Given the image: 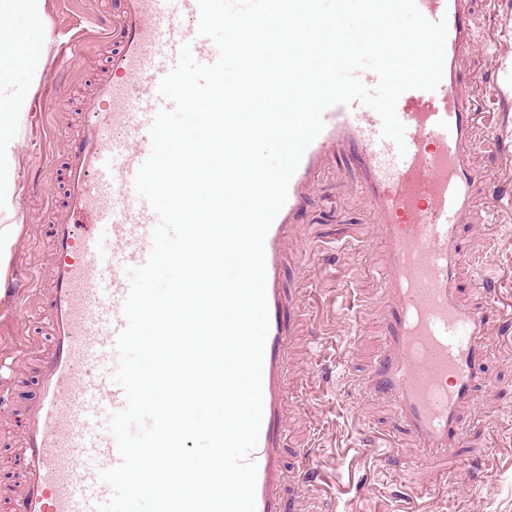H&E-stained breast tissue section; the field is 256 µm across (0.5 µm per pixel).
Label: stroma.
<instances>
[{
    "label": "stroma",
    "mask_w": 512,
    "mask_h": 512,
    "mask_svg": "<svg viewBox=\"0 0 512 512\" xmlns=\"http://www.w3.org/2000/svg\"><path fill=\"white\" fill-rule=\"evenodd\" d=\"M112 0H40V20L24 11L13 16L20 44L44 50L37 84L16 70L14 87L40 96L28 106L14 154L13 212L0 211V225L16 227V242L0 272L17 270L34 287L17 307L0 302V376L13 377L15 413H0V512H9L18 490L22 458L19 415L35 397V381L21 363L45 348L47 312L41 297L49 286L47 226L61 207L62 164L72 129V111L106 112L89 83L112 52L98 20ZM475 39L459 75L467 106L477 114L476 140L495 134L500 151L476 149L473 221L462 225L466 252L481 266L463 267L457 290L461 303L480 305V276L496 289L495 309L512 306V0H466ZM70 41L74 63L56 67L57 41ZM500 86V99L489 96ZM349 159L331 154L310 194L307 219L286 232L281 280L304 296L312 313L298 322L287 356V424L282 456L294 471L309 456L326 478L307 487L286 482V512H512V342L493 346L488 382L469 412L471 429L451 455H425L409 438L385 445L380 434L392 428L393 414L364 386L367 370L382 348L386 297L380 291L381 243L376 216L353 188ZM318 247L315 262L300 264L303 246Z\"/></svg>",
    "instance_id": "obj_1"
}]
</instances>
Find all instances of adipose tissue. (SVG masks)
Masks as SVG:
<instances>
[{
    "label": "adipose tissue",
    "instance_id": "ef3b65f1",
    "mask_svg": "<svg viewBox=\"0 0 512 512\" xmlns=\"http://www.w3.org/2000/svg\"><path fill=\"white\" fill-rule=\"evenodd\" d=\"M17 6L33 14L37 11V0H0V49L9 52L8 57L0 58V210L5 211L14 207L6 174L13 167L16 132L25 119L28 104L24 94L12 92V72L18 67L26 69L33 82L37 81L39 73L31 54L15 48L11 11Z\"/></svg>",
    "mask_w": 512,
    "mask_h": 512
}]
</instances>
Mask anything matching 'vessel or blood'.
I'll list each match as a JSON object with an SVG mask.
<instances>
[{
  "mask_svg": "<svg viewBox=\"0 0 512 512\" xmlns=\"http://www.w3.org/2000/svg\"><path fill=\"white\" fill-rule=\"evenodd\" d=\"M463 3L416 0L427 20L446 21L447 37L437 88L405 91L396 103L405 153L382 138L372 109L358 102L328 108L266 234L269 332L262 422L251 455L256 512H283L279 448L285 357L294 336L285 317L309 313L304 302L283 298V240L287 228L302 220L309 190L335 149L353 162L356 186L377 213L386 252L385 335L368 388L393 406L399 433L426 454L462 445L466 412L487 381L490 344L504 323L487 308L461 304L455 288L459 268L475 262L458 245L476 180L469 166L476 115L465 110L458 80L475 32ZM199 15L198 0H119L113 14L100 20L112 60L95 82L94 97L112 110L102 121L81 115L66 152L65 204L48 227L52 286L43 304L52 342L38 359V396L26 409L21 434L23 483L10 512H95L112 495L100 473L121 457L99 417L126 406L113 376L116 341L127 326V270L147 261L159 223L134 179L151 152L154 117L167 105L159 83L176 66L181 46L190 45L203 64L218 58L210 39L197 33ZM104 238L111 252L102 251Z\"/></svg>",
  "mask_w": 512,
  "mask_h": 512,
  "instance_id": "obj_1",
  "label": "vessel or blood"
}]
</instances>
